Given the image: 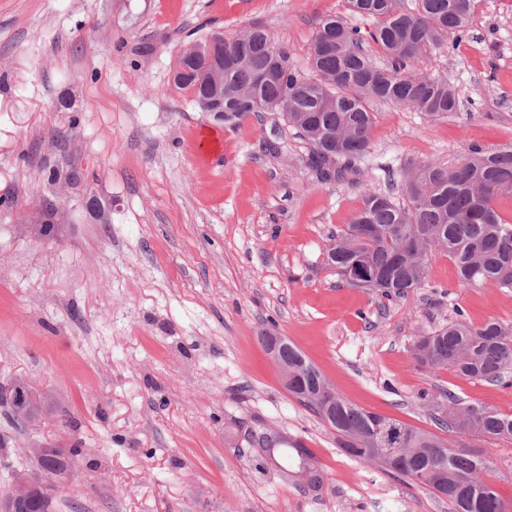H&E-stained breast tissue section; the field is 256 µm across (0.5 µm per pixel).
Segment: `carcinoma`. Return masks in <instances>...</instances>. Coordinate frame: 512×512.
Segmentation results:
<instances>
[{"label":"carcinoma","mask_w":512,"mask_h":512,"mask_svg":"<svg viewBox=\"0 0 512 512\" xmlns=\"http://www.w3.org/2000/svg\"><path fill=\"white\" fill-rule=\"evenodd\" d=\"M351 11L372 18L370 37L386 63L369 58L356 26L339 16L323 18L316 29L304 74L288 50L263 28L251 27L224 38V122L235 123L250 114L276 112L307 144L305 167L318 184L354 181L371 152L370 133L376 120L373 105L390 103L437 119L460 109L458 90L448 80L419 76L413 64L420 52L442 49L468 31L474 0H417L413 10L399 0H350ZM268 74L261 85L249 75ZM200 103L204 92L199 76L175 81ZM384 188L370 189L362 206L345 228L329 238L328 266L339 275L365 262L370 288L392 300L425 286L432 257L450 258L461 283L512 288V224L497 212V198L512 195V145L486 149L469 145L444 163L402 160L396 166L377 165ZM414 362L425 369L452 368L458 375L495 383L512 370V323L496 319L480 325L467 322L463 311L455 319L419 337ZM288 365L297 366L299 389L293 397L320 419H328L339 447L386 473L423 486L448 501V512H512L495 486L480 473L485 461L475 451L455 444L440 433L474 435L512 442V414L448 395V405L431 414L440 433L421 430L363 409L333 392L328 409L307 394L323 376L311 363L300 364L298 349L286 350ZM43 411L40 396L30 393L27 412L14 410L18 422H29ZM385 421L404 429L402 465L379 451L376 425ZM275 432L244 429V437L267 450ZM277 469L293 473L306 461L314 471L307 487L322 489V472L313 452L297 441L282 439Z\"/></svg>","instance_id":"carcinoma-1"}]
</instances>
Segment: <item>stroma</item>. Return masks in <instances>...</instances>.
<instances>
[{"mask_svg": "<svg viewBox=\"0 0 512 512\" xmlns=\"http://www.w3.org/2000/svg\"><path fill=\"white\" fill-rule=\"evenodd\" d=\"M329 15L374 29L348 0H0V383L24 381L51 413L18 426L0 402V444L16 462L36 443L80 449L81 491L58 484L51 512H448L344 453L284 389L266 334L416 428L434 430L451 394L512 414V371L488 384L412 359L456 310L512 323V288L468 287L443 255L398 300L349 286L325 245L380 171L315 183L279 116L218 123L170 77L199 37L253 26L306 68ZM414 68L456 86L461 109L375 105V161L512 144V0H475L467 38ZM209 129L224 148L204 157L195 134ZM51 168L79 178L48 183ZM245 427L302 441L321 491L263 461ZM463 442L512 503V444Z\"/></svg>", "mask_w": 512, "mask_h": 512, "instance_id": "35a3bbf8", "label": "stroma"}]
</instances>
